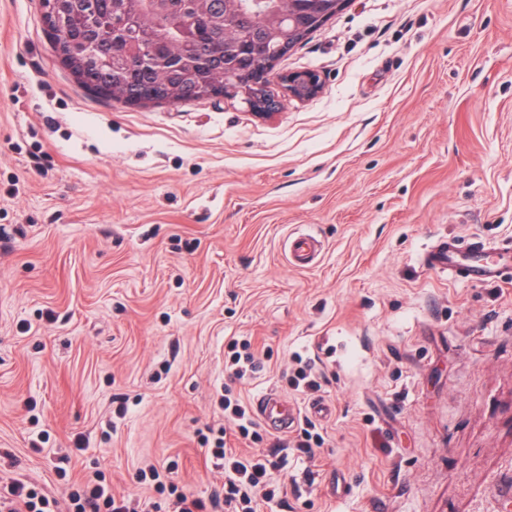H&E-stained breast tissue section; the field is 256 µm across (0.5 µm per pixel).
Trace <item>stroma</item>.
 Wrapping results in <instances>:
<instances>
[{
	"mask_svg": "<svg viewBox=\"0 0 512 512\" xmlns=\"http://www.w3.org/2000/svg\"><path fill=\"white\" fill-rule=\"evenodd\" d=\"M276 70L322 90L265 119L125 106L61 64L41 0H0V481L58 497L100 472L158 512L138 469L222 489L199 434L249 337L247 402L327 408L261 512H512V275L426 263L512 241V0H349ZM298 351L321 391L284 379ZM319 252V241L312 233H294L288 237V257L293 264L312 265ZM512 250L510 243L462 252L456 243L449 239L440 244L427 257V262L434 268L448 273L456 279L465 281L496 282L503 278L505 270L498 262L490 263L486 255L491 252Z\"/></svg>",
	"mask_w": 512,
	"mask_h": 512,
	"instance_id": "stroma-1",
	"label": "stroma"
}]
</instances>
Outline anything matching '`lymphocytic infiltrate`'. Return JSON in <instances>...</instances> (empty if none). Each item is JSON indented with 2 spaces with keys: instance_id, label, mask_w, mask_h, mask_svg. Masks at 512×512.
I'll return each instance as SVG.
<instances>
[{
  "instance_id": "lymphocytic-infiltrate-1",
  "label": "lymphocytic infiltrate",
  "mask_w": 512,
  "mask_h": 512,
  "mask_svg": "<svg viewBox=\"0 0 512 512\" xmlns=\"http://www.w3.org/2000/svg\"><path fill=\"white\" fill-rule=\"evenodd\" d=\"M257 353L251 339H235L228 345L224 372L228 382L221 405L225 426L216 439L202 438L206 459L224 463V489L207 497L177 491L162 481L157 468L139 470L138 482L150 484L158 494H169L172 512H258L260 500H273V493L257 497L256 489L276 463L259 455L242 456L236 445L262 441L260 424L241 394L232 385L254 370ZM0 512H144L139 503L109 493L102 476L87 479L79 489L56 498L22 479L0 484Z\"/></svg>"
}]
</instances>
